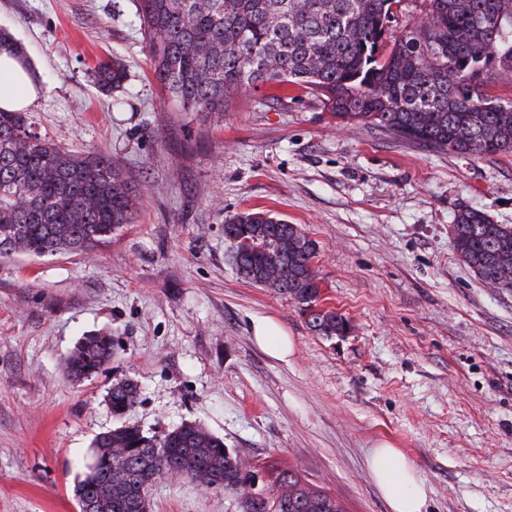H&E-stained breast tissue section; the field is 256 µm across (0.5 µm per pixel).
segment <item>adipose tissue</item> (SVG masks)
Instances as JSON below:
<instances>
[{
	"label": "adipose tissue",
	"instance_id": "obj_1",
	"mask_svg": "<svg viewBox=\"0 0 512 512\" xmlns=\"http://www.w3.org/2000/svg\"><path fill=\"white\" fill-rule=\"evenodd\" d=\"M37 95L27 61L13 52L0 51V109L25 110ZM367 469L390 512H425V489L402 450L380 444L369 456Z\"/></svg>",
	"mask_w": 512,
	"mask_h": 512
}]
</instances>
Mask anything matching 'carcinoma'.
Wrapping results in <instances>:
<instances>
[{"instance_id":"carcinoma-1","label":"carcinoma","mask_w":512,"mask_h":512,"mask_svg":"<svg viewBox=\"0 0 512 512\" xmlns=\"http://www.w3.org/2000/svg\"><path fill=\"white\" fill-rule=\"evenodd\" d=\"M400 0H141L143 40L155 78L184 112L221 114L230 100L266 83L301 87L348 122L459 154L512 153V101L474 83L473 71L512 72V0H426L425 19L394 36ZM101 89L120 87L119 64L98 63ZM136 187L104 155L75 153L38 136L25 112L0 110V245L34 256L88 253L133 222ZM453 250L481 283L512 288V224L464 206L450 225ZM224 239L244 280L302 306L320 336H342L348 320L319 306L316 243L299 224L263 211L224 220ZM112 357L108 336L79 340L65 360L73 382ZM138 387L112 386V414L135 406ZM92 451L109 461L97 490L74 486L80 512H152L151 490L176 475L236 501L238 512H346L292 470L273 486L241 494L250 470L224 441L184 423L161 437L122 424Z\"/></svg>"}]
</instances>
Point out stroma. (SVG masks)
<instances>
[{
	"label": "stroma",
	"mask_w": 512,
	"mask_h": 512,
	"mask_svg": "<svg viewBox=\"0 0 512 512\" xmlns=\"http://www.w3.org/2000/svg\"><path fill=\"white\" fill-rule=\"evenodd\" d=\"M140 0H0V28L30 61L34 129L97 151L141 193L133 223L91 254L0 255V512H79L73 486L96 436L197 423L259 475L293 468L347 512H389L367 470L386 441L414 463L426 512H512V289L458 260L462 206L512 224V154L434 150L349 123L304 89L266 84L221 117L184 112L150 71ZM119 89L98 88L99 62ZM246 210L299 224L317 246L320 306L236 272L224 219ZM278 322L288 360L253 340ZM110 362L70 382L85 335ZM139 399L113 416L114 384ZM153 512H237L234 498L164 478ZM95 74L99 87L106 91L119 88L124 79V71L117 63L100 62Z\"/></svg>",
	"instance_id": "obj_1"
}]
</instances>
